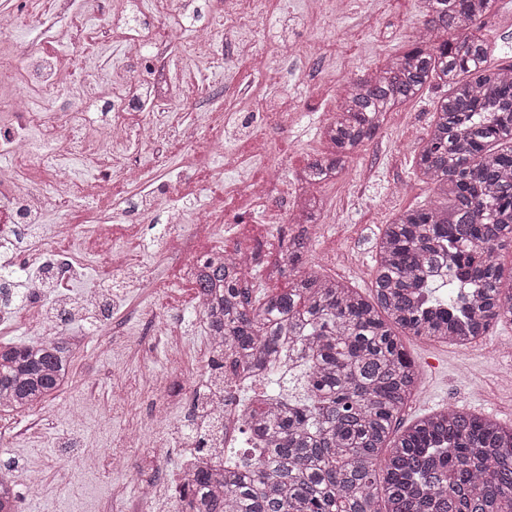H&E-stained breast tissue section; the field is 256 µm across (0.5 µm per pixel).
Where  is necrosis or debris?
Here are the masks:
<instances>
[{
	"instance_id": "4bbe7bcc",
	"label": "necrosis or debris",
	"mask_w": 512,
	"mask_h": 512,
	"mask_svg": "<svg viewBox=\"0 0 512 512\" xmlns=\"http://www.w3.org/2000/svg\"><path fill=\"white\" fill-rule=\"evenodd\" d=\"M88 0H56L60 14L69 24L52 17H37L43 41H64L63 57L41 56L36 65H28L25 56L13 49L10 37L17 28L19 12L0 8V68L18 74L26 92L18 96L0 94V157H11V164L0 166V248L10 255L0 266L10 270L0 280V327L12 323L10 305L15 298L25 299L28 321L39 335H59L48 327L44 309L48 301L42 272L52 269L58 281L66 283L84 266L74 252L62 254L54 246L55 237L68 233V226H58L54 236L30 240L23 253L11 252L18 235L14 217L23 214L28 223H39L49 212H62L73 202L85 201L111 205L112 175L120 173L123 181L140 196L145 208L159 203L165 191L176 190L182 175L192 165L220 156L228 171L240 169L247 158L241 152L224 147L222 131L228 116L249 118L247 134L256 154L254 163L262 164V174L246 185L225 184V194L235 198L239 208L288 223L299 214L300 193L290 190L287 180L270 163L271 147L288 138L299 109L290 97L282 69L267 49L261 25L273 0H218L215 15L219 24L171 41L165 34L149 35L152 53L148 64L154 80L169 79L170 52L188 62L219 63L224 72L220 96L213 100L210 112L219 133L202 137L192 124L181 126L179 137L189 144L190 152L172 161L163 149L161 130L167 126L180 104L196 99L200 90L188 79H180L172 93L153 95L145 102L131 105L127 99L139 75L129 61H117L105 70L72 79L73 67L83 65L96 49L112 40V27L105 24L92 30L82 26L80 18ZM241 45L244 64L225 54V45ZM109 105L112 116L102 126L91 124L88 109L96 102ZM144 112L143 120L131 121L134 111ZM99 170L100 177L80 182L71 175L72 160ZM213 436L208 455L185 460L178 480L192 484L196 469L221 461L223 448L238 445L246 429L242 424L247 411L238 402L214 398Z\"/></svg>"
}]
</instances>
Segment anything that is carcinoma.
Returning <instances> with one entry per match:
<instances>
[{
    "label": "carcinoma",
    "instance_id": "cac0c4a2",
    "mask_svg": "<svg viewBox=\"0 0 512 512\" xmlns=\"http://www.w3.org/2000/svg\"><path fill=\"white\" fill-rule=\"evenodd\" d=\"M495 2L425 0L414 46L346 86L328 149L301 170L311 188L337 178L389 113L434 80L448 88L413 158L445 203L384 225L369 294L321 274L305 233L276 259L288 286L261 298L243 284L244 263L202 265L192 286L212 297L204 318L221 339L219 380L253 374L303 394L249 408L262 447L198 471L191 512H512V426L444 407L399 429L421 376L397 330L466 346L512 322V281L497 261L512 246V65L491 66L480 35ZM81 344H0V408L54 397ZM0 512H18L1 474Z\"/></svg>",
    "mask_w": 512,
    "mask_h": 512
}]
</instances>
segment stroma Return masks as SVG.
Instances as JSON below:
<instances>
[{"label": "stroma", "instance_id": "obj_1", "mask_svg": "<svg viewBox=\"0 0 512 512\" xmlns=\"http://www.w3.org/2000/svg\"><path fill=\"white\" fill-rule=\"evenodd\" d=\"M423 13L422 0H355L354 10L338 20L335 28L324 29L323 35L329 39L334 29L370 24L367 40L353 48L346 64L345 77L351 80L409 48L417 38ZM263 25L274 60L284 72H291L296 59L286 55L285 49L294 40L307 37L303 20L274 11L264 17ZM481 33L491 48V65H511L512 0H496ZM287 89L299 99L301 110L292 136L276 145L273 160L282 175L289 177L324 151V142L316 141L315 135L327 114L321 105L326 91L318 83L300 86L291 81ZM444 93L441 85H431L401 111L390 113L380 134L351 155L342 177L321 187L325 209L319 224L309 232L313 238L311 259L319 263L323 274L368 292L374 278L375 244L384 224L400 212L435 200L432 188L414 175L412 159ZM234 179L220 158L210 166L188 171L184 192L174 199L164 198L136 229L128 223H112L102 233L86 235L83 218L91 208L87 202L47 215L43 223L22 225L25 241L51 232L57 225H70L68 246L87 250L88 265L72 283L69 295L59 298L53 314L65 317L66 333L84 334L77 314L89 309L97 329L84 335L85 349L75 361L73 379L54 399L25 412H0V462L13 467L18 485H25L35 470L42 473L47 485L43 497H20L19 512H152L149 504L138 499L140 480L154 478L174 485L192 453L189 442L197 432L186 420L184 405L174 407L170 418L143 428L140 436L125 435L142 411L162 400L159 381L175 379L180 388L199 392L207 385L196 362L206 341L204 321L193 308L192 291L181 272L193 257L159 258L157 227L164 224L167 209L176 203L188 210L210 206L225 211V223L217 224L211 236L199 240L203 251L223 245L228 231L247 238L281 236V225L240 212L225 198L224 185ZM117 247L134 251L138 262L113 277L105 258ZM143 274L168 283L154 307L161 322L170 313H180L175 325L182 341L179 353L166 352L159 336L151 337L150 348L141 352L129 350L125 344L126 338L143 336L147 330L140 315L145 299L138 288ZM403 343L422 372L421 391L406 405L403 424L452 406L512 425V322L493 326L487 336L464 347L417 336L404 337ZM117 377L127 385L126 405L119 409L111 404ZM79 402L90 406L88 421L82 426L70 419L72 407ZM160 440L169 442L176 452L158 463L150 445ZM115 450L138 457L139 470L113 472L108 459ZM84 457L100 458L98 469H83L80 460Z\"/></svg>", "mask_w": 512, "mask_h": 512}]
</instances>
